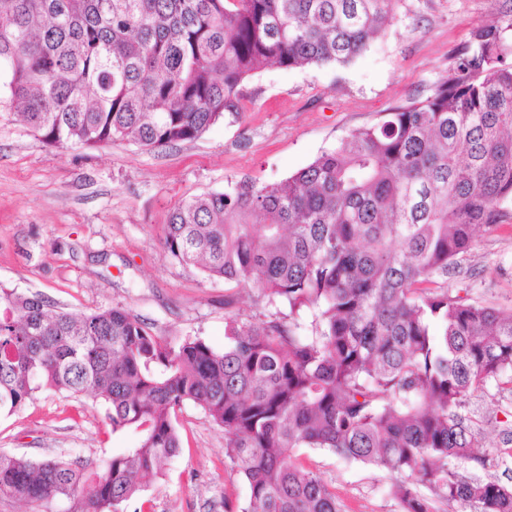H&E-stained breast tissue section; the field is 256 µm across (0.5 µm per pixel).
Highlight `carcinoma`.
Listing matches in <instances>:
<instances>
[{
  "label": "carcinoma",
  "mask_w": 512,
  "mask_h": 512,
  "mask_svg": "<svg viewBox=\"0 0 512 512\" xmlns=\"http://www.w3.org/2000/svg\"><path fill=\"white\" fill-rule=\"evenodd\" d=\"M397 0H0V104L55 147L148 149L239 112L268 69L346 65ZM512 18L476 30L432 94L353 131L286 179L244 177L171 209L181 264L249 286L292 318H229L224 349L173 344L130 311L57 310L0 294V416L43 392L102 400L126 454L94 463L0 453V497L118 512L180 448L178 412L224 429L248 497L239 512H340L296 448L395 475L403 512L423 485L477 512H512V486L461 465L478 453L469 396L512 386V309L463 303L448 275L512 200ZM311 315V334L300 319Z\"/></svg>",
  "instance_id": "cac0c4a2"
}]
</instances>
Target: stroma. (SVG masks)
<instances>
[{"mask_svg": "<svg viewBox=\"0 0 512 512\" xmlns=\"http://www.w3.org/2000/svg\"><path fill=\"white\" fill-rule=\"evenodd\" d=\"M512 14V0H398L385 33L347 65L271 69L247 79L240 113L200 138L163 149L126 142L55 148L0 107V289L37 295L67 310L119 306L161 338L198 337L224 346L226 322L285 317L247 286L229 287L180 265L163 247L173 205L248 176L282 180L350 132L393 107L430 95L473 32ZM501 224L481 227L448 277L464 302L512 308V202ZM467 410L486 455L512 449V391L474 393ZM181 448L121 512H224L248 488L224 453V430L192 403L178 417ZM133 430H113L102 401L42 394L0 417V451L33 458L99 460L135 447ZM293 459L318 473L341 512H401L385 469L325 448Z\"/></svg>", "mask_w": 512, "mask_h": 512, "instance_id": "1", "label": "stroma"}]
</instances>
